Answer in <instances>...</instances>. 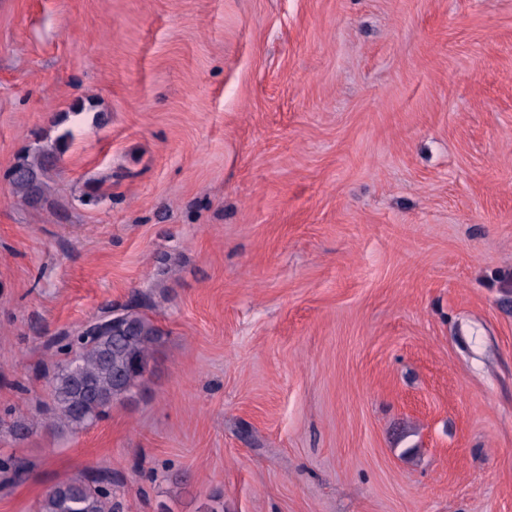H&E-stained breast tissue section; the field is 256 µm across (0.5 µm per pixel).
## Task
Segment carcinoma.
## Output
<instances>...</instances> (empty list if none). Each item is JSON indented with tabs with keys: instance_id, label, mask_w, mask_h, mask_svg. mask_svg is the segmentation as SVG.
<instances>
[{
	"instance_id": "carcinoma-1",
	"label": "carcinoma",
	"mask_w": 512,
	"mask_h": 512,
	"mask_svg": "<svg viewBox=\"0 0 512 512\" xmlns=\"http://www.w3.org/2000/svg\"><path fill=\"white\" fill-rule=\"evenodd\" d=\"M57 161L52 150L23 157L8 173L16 193L30 204L47 202L46 177ZM162 336L150 320L132 312L126 330L116 331L107 323L85 336L79 332L58 338L49 382V427L79 433L102 420L114 403L132 398ZM26 472L23 459L0 457L5 477L16 481ZM37 512H112V477L98 473L60 483L45 493Z\"/></svg>"
}]
</instances>
